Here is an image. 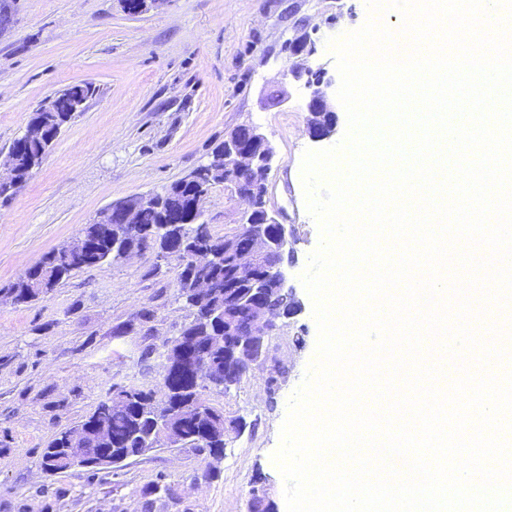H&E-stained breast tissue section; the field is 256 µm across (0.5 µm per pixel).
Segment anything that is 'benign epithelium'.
Here are the masks:
<instances>
[{"instance_id":"benign-epithelium-1","label":"benign epithelium","mask_w":512,"mask_h":512,"mask_svg":"<svg viewBox=\"0 0 512 512\" xmlns=\"http://www.w3.org/2000/svg\"><path fill=\"white\" fill-rule=\"evenodd\" d=\"M288 59L314 53L308 35L303 34L288 41ZM287 74L296 79L308 76L306 85L311 88L307 104L309 117L307 131L314 141L330 138L336 131L338 115L332 104L328 88L331 81L325 72L301 68L296 64L288 67ZM275 149L269 139L251 126L246 130H233L224 138V151L212 159V167L224 171V187L228 199L242 206L240 223L246 225L251 238V247L246 252L233 254L232 267L240 280L250 285V294L240 302L247 315L246 327L239 328L240 314L229 308L221 314L225 325L233 329L232 338L224 340V372L228 374L227 384H239L233 377L240 362L248 365L265 357L268 344L278 320L286 317L274 304V298L286 295L297 299L293 288L287 284L285 264L294 263L292 247L293 230L280 223L266 206L268 175L275 161ZM209 189L199 187L192 195L190 212L192 223H204L203 203ZM159 192L133 195L111 203V207L98 214V224H123L135 226L140 223L144 210L157 207ZM197 347V339L182 330L171 343L166 353L165 373L173 376L184 373L193 379L194 394L179 404L176 409L156 424L155 447L181 448L184 446L182 426L186 421L201 418L210 413L205 392L211 388L212 378L205 366L191 351ZM249 427L247 421L237 417L228 426L218 431L222 441L242 435ZM83 426H78L72 447L67 448L58 459V465L66 470L102 467L108 463L119 465L139 456V453L112 454L110 448H80L79 440Z\"/></svg>"}]
</instances>
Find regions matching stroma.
<instances>
[{
    "label": "stroma",
    "mask_w": 512,
    "mask_h": 512,
    "mask_svg": "<svg viewBox=\"0 0 512 512\" xmlns=\"http://www.w3.org/2000/svg\"><path fill=\"white\" fill-rule=\"evenodd\" d=\"M366 18V0H160L139 14L121 0H16L0 33V151L58 91L91 82L98 93L16 195L0 199V288L110 203L187 177L226 135L254 125L276 151L266 203L295 228L288 273L303 310L282 323L237 389L207 391L227 418L252 425L223 457L158 448L116 469L52 475L42 451L53 434L93 412L112 387H158L190 311L176 297L173 263L152 250L78 271L38 301L0 302V512H248L259 475L277 512H287L272 456L318 337L300 280L320 243L302 160L342 140L347 115L339 113L333 138H309L310 90L285 77V44L311 32L316 51L305 63L336 83L327 41ZM205 220L213 235L238 231L240 209L223 185L211 189ZM158 482L170 493L146 496Z\"/></svg>",
    "instance_id": "35a3bbf8"
}]
</instances>
